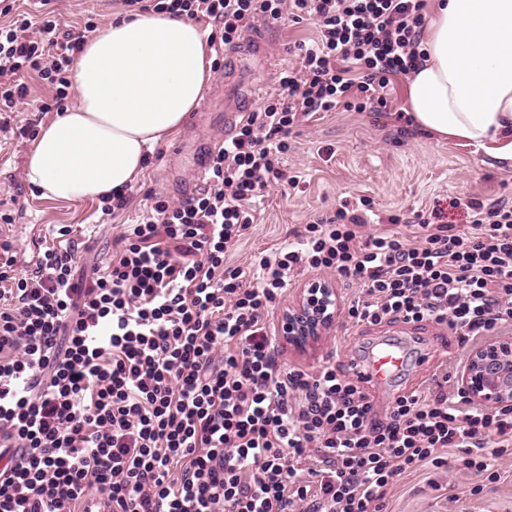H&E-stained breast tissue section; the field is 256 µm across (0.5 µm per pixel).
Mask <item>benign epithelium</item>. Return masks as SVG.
<instances>
[{"label": "benign epithelium", "instance_id": "benign-epithelium-1", "mask_svg": "<svg viewBox=\"0 0 512 512\" xmlns=\"http://www.w3.org/2000/svg\"><path fill=\"white\" fill-rule=\"evenodd\" d=\"M339 299L334 284L313 281L296 305L282 315L280 335L297 350L318 342L335 324ZM462 389L490 408L512 405V336H497L475 347L460 374Z\"/></svg>", "mask_w": 512, "mask_h": 512}]
</instances>
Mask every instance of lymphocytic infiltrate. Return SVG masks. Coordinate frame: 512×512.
I'll return each mask as SVG.
<instances>
[{"label":"lymphocytic infiltrate","instance_id":"1","mask_svg":"<svg viewBox=\"0 0 512 512\" xmlns=\"http://www.w3.org/2000/svg\"><path fill=\"white\" fill-rule=\"evenodd\" d=\"M37 20L0 0V112L49 86L62 107L86 33L64 32L50 0ZM426 0H155L156 13L218 24L221 42L284 18L318 38L280 73L281 91L249 112L211 156L205 188L177 201L149 193L146 218L112 264L76 275L74 247H45L18 275L0 242V512H383L407 471L456 448L494 480L512 446V406L461 388L411 392L377 411L332 362L280 359L266 316L291 276L329 272L360 285L361 325L430 321L461 343L512 324V203L467 201L466 228L441 209L415 239L370 199L344 201L251 270L227 256L250 232L256 201L295 185L282 159L319 112H384L393 77L424 58Z\"/></svg>","mask_w":512,"mask_h":512}]
</instances>
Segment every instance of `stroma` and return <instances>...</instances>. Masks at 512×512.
I'll list each match as a JSON object with an SVG mask.
<instances>
[{"label":"stroma","instance_id":"1","mask_svg":"<svg viewBox=\"0 0 512 512\" xmlns=\"http://www.w3.org/2000/svg\"><path fill=\"white\" fill-rule=\"evenodd\" d=\"M51 7L61 30L76 32L83 30L86 22L101 28L113 15L127 12L121 0H52ZM262 34V52H255L245 37L224 48L208 87L218 96L216 109H195L182 129L159 145V154L150 158L144 177L128 191L125 206L109 216L102 215L98 199L44 198L30 187L23 158L31 142L20 137L18 130L29 126L41 129L56 114L19 105L11 115L10 130L0 131V213L11 218L10 223L0 222V240L17 245L16 272H29L39 251L56 244L57 230L63 225L73 226L77 240L90 244L89 250L77 256L78 271L107 265L116 250V239L145 215L148 192L173 199L195 194L196 175L175 155V147L183 143L201 151L223 137L225 109L252 111L262 97L275 92L280 69L297 60L292 46L314 39L316 27L307 20L290 21L263 29ZM388 105L385 112H320L294 128L284 167L297 177L298 185L266 190L258 221L234 248L230 264L248 266L255 254L285 246L304 224L359 196L373 198L378 214H398L409 221L438 206L449 223L460 228L466 225L465 203L470 198L512 201V166L488 165L484 152L476 147L434 140L396 122V112L406 108L405 77L391 84ZM335 286L343 306L335 325L304 352L280 343L281 358L288 366L309 370L329 360L341 370L347 349H360L387 337L401 340L412 352L444 358L445 372L451 380H458L471 349L461 345L457 336L425 321L354 324L344 306L358 296L360 287L344 280L336 281ZM434 375L428 365L411 361L392 383L369 384L365 390L381 412L394 396L431 388ZM441 455L444 466L427 465L404 474L383 512H512V447L499 458L500 478L494 483L481 482L467 469L459 449L445 448ZM478 484L482 492L471 494V487Z\"/></svg>","mask_w":512,"mask_h":512}]
</instances>
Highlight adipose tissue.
<instances>
[{
  "label": "adipose tissue",
  "instance_id": "1",
  "mask_svg": "<svg viewBox=\"0 0 512 512\" xmlns=\"http://www.w3.org/2000/svg\"><path fill=\"white\" fill-rule=\"evenodd\" d=\"M421 48L407 77L409 126L512 166V0H437ZM212 62L207 32L187 18L113 19L78 58L75 104L28 151L27 182L68 201L134 184L202 100Z\"/></svg>",
  "mask_w": 512,
  "mask_h": 512
}]
</instances>
